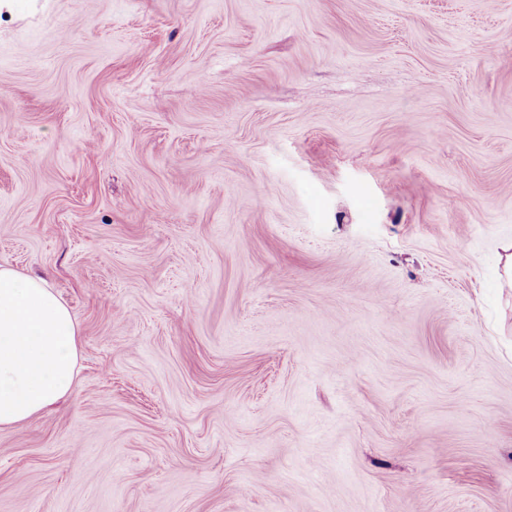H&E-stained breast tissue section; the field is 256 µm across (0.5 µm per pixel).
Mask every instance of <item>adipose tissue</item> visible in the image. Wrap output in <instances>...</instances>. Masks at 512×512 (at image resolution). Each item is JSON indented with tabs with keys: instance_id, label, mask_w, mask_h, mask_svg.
<instances>
[{
	"instance_id": "obj_1",
	"label": "adipose tissue",
	"mask_w": 512,
	"mask_h": 512,
	"mask_svg": "<svg viewBox=\"0 0 512 512\" xmlns=\"http://www.w3.org/2000/svg\"><path fill=\"white\" fill-rule=\"evenodd\" d=\"M77 335L44 279L0 267V429L22 426L72 391Z\"/></svg>"
}]
</instances>
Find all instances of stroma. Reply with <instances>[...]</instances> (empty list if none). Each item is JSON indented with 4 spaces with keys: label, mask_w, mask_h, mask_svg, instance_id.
<instances>
[{
    "label": "stroma",
    "mask_w": 512,
    "mask_h": 512,
    "mask_svg": "<svg viewBox=\"0 0 512 512\" xmlns=\"http://www.w3.org/2000/svg\"><path fill=\"white\" fill-rule=\"evenodd\" d=\"M511 240L512 0H0V512H512ZM77 335L44 279L0 267V429L22 426L72 391Z\"/></svg>",
    "instance_id": "stroma-1"
}]
</instances>
